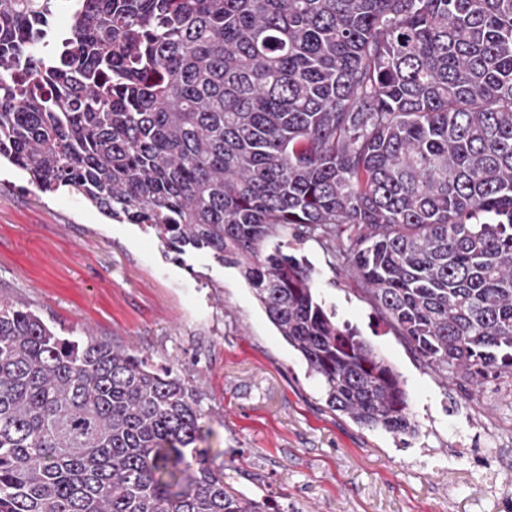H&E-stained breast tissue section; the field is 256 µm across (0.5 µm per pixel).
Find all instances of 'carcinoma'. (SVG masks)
<instances>
[{
    "instance_id": "cac0c4a2",
    "label": "carcinoma",
    "mask_w": 512,
    "mask_h": 512,
    "mask_svg": "<svg viewBox=\"0 0 512 512\" xmlns=\"http://www.w3.org/2000/svg\"><path fill=\"white\" fill-rule=\"evenodd\" d=\"M1 158L239 268L362 427L418 432L290 236L339 245L440 378H512V0H0ZM202 402L1 293L0 512H274L199 447Z\"/></svg>"
}]
</instances>
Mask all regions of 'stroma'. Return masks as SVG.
<instances>
[{"instance_id": "stroma-1", "label": "stroma", "mask_w": 512, "mask_h": 512, "mask_svg": "<svg viewBox=\"0 0 512 512\" xmlns=\"http://www.w3.org/2000/svg\"><path fill=\"white\" fill-rule=\"evenodd\" d=\"M293 252L337 321L402 376L413 438L328 409L237 269L205 250L165 257L153 233L0 166V290L58 327L193 377L210 415L205 445L235 488L279 512H512V387L435 376L323 246Z\"/></svg>"}]
</instances>
